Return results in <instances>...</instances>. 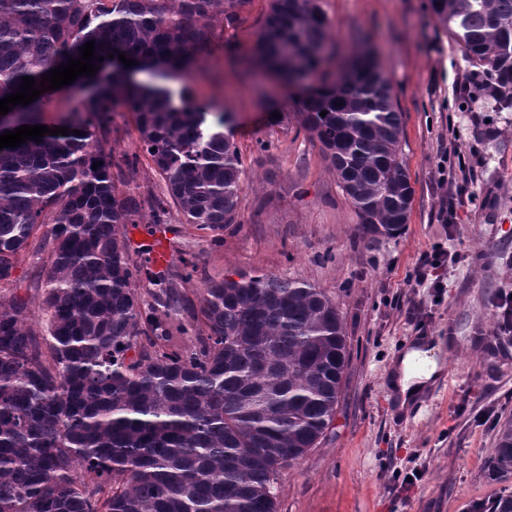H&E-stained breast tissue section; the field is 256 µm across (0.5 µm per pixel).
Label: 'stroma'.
<instances>
[{"instance_id": "stroma-1", "label": "stroma", "mask_w": 512, "mask_h": 512, "mask_svg": "<svg viewBox=\"0 0 512 512\" xmlns=\"http://www.w3.org/2000/svg\"><path fill=\"white\" fill-rule=\"evenodd\" d=\"M337 57L359 40L373 48L403 114L402 156L415 190L407 224L390 236L362 229L335 171L296 116L293 90L253 61V46L270 0H249L236 29L204 63L205 76H185L195 99L232 113L243 161V191L235 224L217 231L184 223L177 209L155 216L151 198L165 183L141 158L139 134L126 109L112 114V157H139L128 190L143 202L137 223L124 225L139 268L135 288L144 303L158 292V275L180 295L172 312L181 330L173 342L191 344L204 324L199 300L210 281L239 273H267L309 283L336 303L344 320L348 366L336 415L320 444L274 480L277 512H471L512 478L492 479L487 460L497 425L512 417V343L492 333L495 302L512 291V108L480 88L457 94L476 73L462 47L438 23L430 0H322ZM281 112V121L272 112ZM457 141L477 186L459 212L456 234L438 219L448 189L442 150ZM166 230L167 258L153 260L150 234ZM49 250L37 230L16 257L1 295L29 301L25 324L43 331L44 290L35 287ZM461 252L443 271L441 297L418 284L422 253ZM432 317L410 321V303ZM418 345L445 358L432 398L400 405L392 386L393 361ZM424 475L410 491L412 469Z\"/></svg>"}]
</instances>
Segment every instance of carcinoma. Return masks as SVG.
<instances>
[{"label":"carcinoma","instance_id":"carcinoma-1","mask_svg":"<svg viewBox=\"0 0 512 512\" xmlns=\"http://www.w3.org/2000/svg\"><path fill=\"white\" fill-rule=\"evenodd\" d=\"M430 2L512 107V0ZM247 3L0 0V99L90 40L104 57L101 89L80 99L67 135L0 150V281L45 224L51 243L45 333L24 327V297H0V512H276L277 470L317 447L335 417L347 341L320 289L268 274L212 281L200 298L208 333L173 347L177 296L155 293L146 313L133 288L138 268L121 227L137 222L141 202L121 189L136 162L113 172L112 112L134 114L185 223H236L233 118L169 83L200 68ZM331 43L321 0H271L255 57L295 87ZM48 95L11 108L16 126L41 123ZM297 104L364 230L389 236L406 224L414 189L402 115L380 64L360 51ZM487 465L497 479L512 476V418Z\"/></svg>","mask_w":512,"mask_h":512}]
</instances>
